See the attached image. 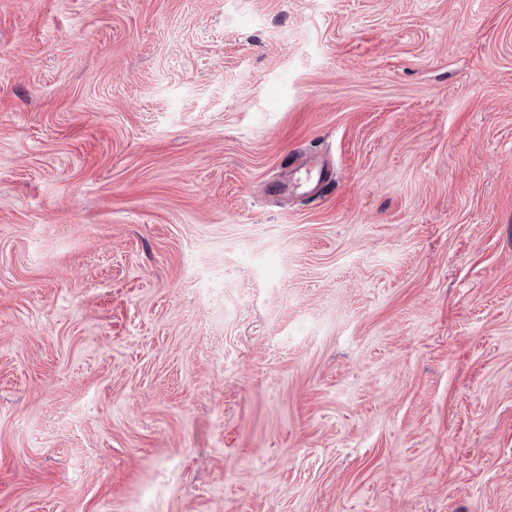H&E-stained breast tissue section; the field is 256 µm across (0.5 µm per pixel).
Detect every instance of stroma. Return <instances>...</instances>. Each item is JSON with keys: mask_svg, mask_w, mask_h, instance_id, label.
I'll return each mask as SVG.
<instances>
[{"mask_svg": "<svg viewBox=\"0 0 512 512\" xmlns=\"http://www.w3.org/2000/svg\"><path fill=\"white\" fill-rule=\"evenodd\" d=\"M0 512H512V0H0ZM331 177L329 162L318 154H310L288 171V179L285 183L269 187V192L277 194L288 190L289 194H293L310 183L323 186L331 180Z\"/></svg>", "mask_w": 512, "mask_h": 512, "instance_id": "obj_1", "label": "stroma"}]
</instances>
